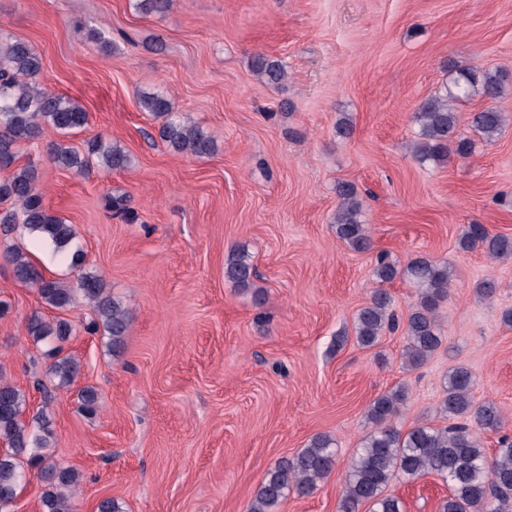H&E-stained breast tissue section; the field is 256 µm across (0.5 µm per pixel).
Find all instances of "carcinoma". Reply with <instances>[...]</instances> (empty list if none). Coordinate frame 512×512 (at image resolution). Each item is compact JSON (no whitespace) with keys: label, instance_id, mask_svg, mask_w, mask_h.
<instances>
[{"label":"carcinoma","instance_id":"cac0c4a2","mask_svg":"<svg viewBox=\"0 0 512 512\" xmlns=\"http://www.w3.org/2000/svg\"><path fill=\"white\" fill-rule=\"evenodd\" d=\"M174 0H134L138 11L149 14L167 12ZM257 75L271 83L285 79V66L263 55L253 61ZM42 62L40 55L25 40L0 34V167H10L16 159V147L37 139L49 127L68 136L88 124V112L77 101L45 91L40 86ZM495 101L512 94V80L500 71L477 66L460 73L455 91L436 93L421 102L413 120L419 127L413 153L421 161H436L450 153L467 158L474 151V142L467 130L474 131L484 142L495 141L508 124L504 113L493 107L473 112L468 129L461 128L452 101L471 93ZM142 111L160 122L158 135L175 152L205 157L214 151V144L202 128L173 111L170 99L162 92L143 93L138 98ZM46 153L56 165L84 175L94 169L112 172L131 164L130 155L117 144L92 139L77 148L61 140H49ZM339 205L334 217L337 237L356 251L371 248L368 229L361 221L363 200L357 188L348 182L336 186ZM11 201L12 207L0 213V224L8 235L18 228L50 240L57 250L66 251L76 232L73 225L59 214L47 209L38 191V169L28 163L0 180V201ZM458 245L462 250L479 247L492 259L512 256V237L492 233L483 224L463 227ZM8 260L14 276L36 288L42 301L52 309L64 310L77 297L84 298L96 312L99 326L108 333L112 350L122 348L131 322L129 309L111 297L102 278L81 274L71 282L47 277L36 267L30 253L17 244L8 249ZM373 275L380 283L405 279L416 300L405 321L392 309L387 292L377 289L370 302L356 314L353 329L357 343L369 348L376 345L385 331L398 329L406 336L402 360L406 367H420L442 343L434 311L447 297L450 282L448 264L430 256H417L401 266L380 253L376 256ZM225 278L242 292L254 298L263 294L252 255L245 250L231 252L224 262ZM34 342L65 341L73 327L65 319L47 320L32 316L27 324ZM62 348L48 351L50 363L46 376L59 388L71 386L78 374V363ZM475 374L459 366L448 373L443 397L436 408L442 418L454 420L446 427L417 422L404 431L396 424L407 398L408 389L400 385L375 398L367 407L365 419L370 429L363 436L360 448L351 459L346 473L340 512H359L369 504V512H404L400 497L386 493L395 479L415 480L433 473L448 484L450 494L442 512H512V438L498 439V448L488 456L483 432L501 428L503 417L492 402L475 406L471 390ZM98 394L86 387L80 391L79 409L86 414L96 411ZM29 400L25 391L0 379V512H12L15 500L23 490L28 476H35L42 485L40 512H72L71 500L81 482L80 473L70 466L50 460L46 450L51 447L53 433L49 420L39 410L32 420L25 421ZM336 464L335 440L321 434L306 448L286 458L269 470L252 499L249 512H275L288 495L312 493L317 483L328 478Z\"/></svg>","mask_w":512,"mask_h":512}]
</instances>
